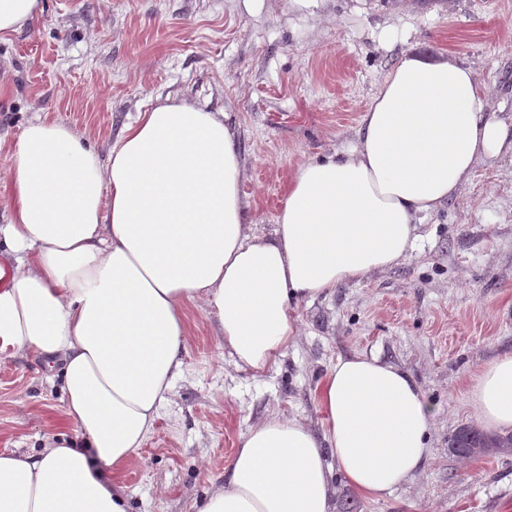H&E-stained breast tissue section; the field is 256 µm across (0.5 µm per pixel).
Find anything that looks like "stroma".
Segmentation results:
<instances>
[{
  "instance_id": "obj_1",
  "label": "stroma",
  "mask_w": 512,
  "mask_h": 512,
  "mask_svg": "<svg viewBox=\"0 0 512 512\" xmlns=\"http://www.w3.org/2000/svg\"><path fill=\"white\" fill-rule=\"evenodd\" d=\"M0 39V184L28 123L69 126L99 155L137 113L191 99L236 127L255 234L273 235L292 170L349 147L404 52L447 54L512 128V0H42ZM302 328L276 369L236 365L213 314L190 308L193 342L155 429L119 473L131 512H191L222 481L241 434L280 414L323 433L318 385L338 358L373 354L409 371L434 405L417 477L373 500L333 482L334 512H512V454L461 459L471 381L512 353V157L476 166L421 217L398 266L300 304ZM40 360L0 361V451L37 454L73 435Z\"/></svg>"
}]
</instances>
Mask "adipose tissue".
I'll use <instances>...</instances> for the list:
<instances>
[{"label": "adipose tissue", "instance_id": "obj_1", "mask_svg": "<svg viewBox=\"0 0 512 512\" xmlns=\"http://www.w3.org/2000/svg\"><path fill=\"white\" fill-rule=\"evenodd\" d=\"M505 150L512 131L468 68L403 53L354 145L299 164L259 237L227 113L158 102L104 159L64 124L27 125L0 191V358L58 366L76 435L0 452V512H128L118 474L182 373L189 308H210L236 364L266 372L301 339L292 307L397 266L417 217ZM470 401L479 429H512V354L482 365ZM319 402L323 436L296 417L252 425L194 512H334V476L380 499L421 472L434 409L407 371L338 359Z\"/></svg>", "mask_w": 512, "mask_h": 512}]
</instances>
